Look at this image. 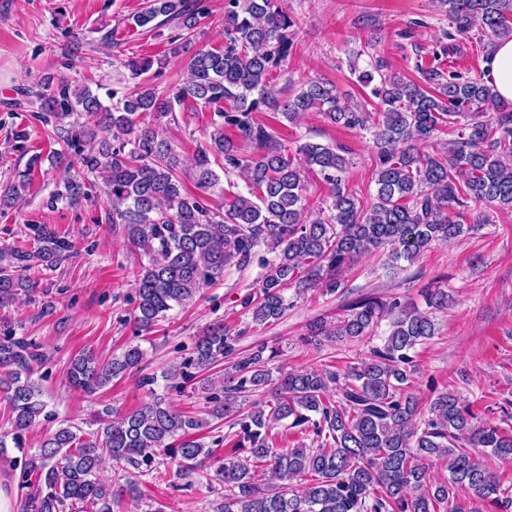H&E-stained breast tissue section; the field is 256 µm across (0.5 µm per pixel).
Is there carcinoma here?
Masks as SVG:
<instances>
[{"label":"carcinoma","mask_w":512,"mask_h":512,"mask_svg":"<svg viewBox=\"0 0 512 512\" xmlns=\"http://www.w3.org/2000/svg\"><path fill=\"white\" fill-rule=\"evenodd\" d=\"M283 0H224V44L193 49L197 29L209 16L204 0H148L134 23L146 27L157 18L176 21L169 56H188L184 78L173 92L143 83L107 107L86 85L46 77L24 96L33 117L51 127L64 150L72 151L80 173L65 172L43 201L78 205L103 195L107 221L121 226L137 251L136 323L149 331L174 307H184L224 276L225 269L248 265L260 248L265 260L259 292L241 306L257 324L281 319L290 307L285 291L340 287V276L359 257L387 251L391 268L412 262L432 246L450 242L491 223V213L512 211V108L498 99L483 77L445 69L440 58L461 51L460 40L486 48L512 39V0H433L448 21L432 50L434 64L416 65L410 79L375 56L361 69L349 59L350 73L378 100V110L344 100L336 84L309 80L293 97L281 100L273 72L291 48L294 22ZM166 60L130 58L124 68L135 80ZM214 111V131L193 157V186L180 176L181 161L157 129L186 100ZM499 112L487 115L486 108ZM266 107L292 122L304 112H319L328 122L371 132L375 194L361 201L343 181L350 159L342 146L306 141L291 152L274 130L254 122L251 113ZM238 131L240 143L224 135ZM449 127L452 138L429 153L420 145ZM223 174L238 171L246 191L228 183L224 203L208 197ZM42 157L32 155L0 185V209H11L29 191L31 172ZM317 172L328 185V210L307 202V174ZM100 176L103 185L93 177ZM33 249L0 248V307L36 287L29 273L52 269L73 252L72 242L46 224L27 225ZM426 309L400 308L398 302L365 297L348 304L336 322L318 319L301 337L305 344L359 341L384 320L389 332L370 356L339 373L300 370L273 377L266 347L239 348V336L213 326L194 343L192 354L172 365L164 377L193 380L206 410L181 412L165 397L112 418V407L92 414L96 429L85 432L64 420L46 430L39 448H29L28 433L51 421L34 379L47 360L32 341L16 337L0 323V397L9 408L11 439L20 456L21 512H114L124 501L140 505L143 478L167 464L184 486L207 474L224 439L208 443L202 430L227 426L243 460L219 464L207 484L224 486L214 512H509L512 485L478 457L476 449L512 460V429L473 414L451 390L437 391L422 404L407 392L412 353L436 334L435 314L448 308L444 288L424 292ZM145 357L138 346L102 360L87 350L71 359L69 386L86 395L126 375ZM272 387L273 401L237 410L238 399ZM299 432L312 431L314 445L280 451L272 431L283 421ZM439 462L448 477L435 481L429 464ZM124 472L125 482L101 478L106 465Z\"/></svg>","instance_id":"1"}]
</instances>
